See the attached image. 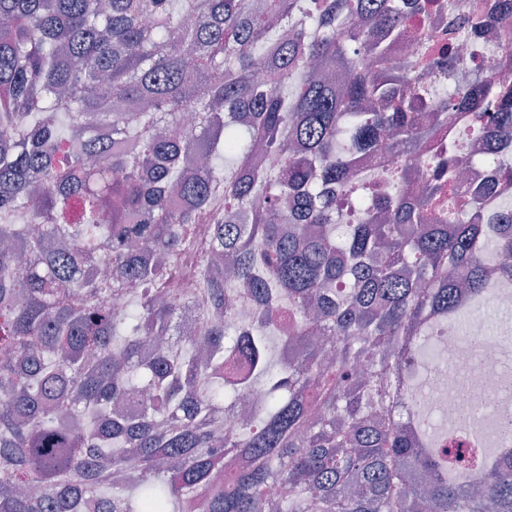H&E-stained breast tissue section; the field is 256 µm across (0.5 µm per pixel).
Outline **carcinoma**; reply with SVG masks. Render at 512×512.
Instances as JSON below:
<instances>
[{"instance_id":"1","label":"carcinoma","mask_w":512,"mask_h":512,"mask_svg":"<svg viewBox=\"0 0 512 512\" xmlns=\"http://www.w3.org/2000/svg\"><path fill=\"white\" fill-rule=\"evenodd\" d=\"M421 9L0 0V512H512L511 447L453 478L426 413L393 415L414 405L410 337L512 285V209L475 217L512 180V87L475 74L450 101L426 83L458 42L512 33V0H471L428 68L388 66ZM407 89L437 100L435 127L467 114L490 179L462 191L454 140L424 194L390 193L426 133ZM383 153L402 162L377 174L387 222L336 223L367 207L361 172ZM207 217L189 271L209 305L187 334L169 261ZM235 296L258 323L234 324ZM234 349L243 383L224 376ZM253 388L264 411L224 429ZM233 457L247 464L224 471Z\"/></svg>"}]
</instances>
